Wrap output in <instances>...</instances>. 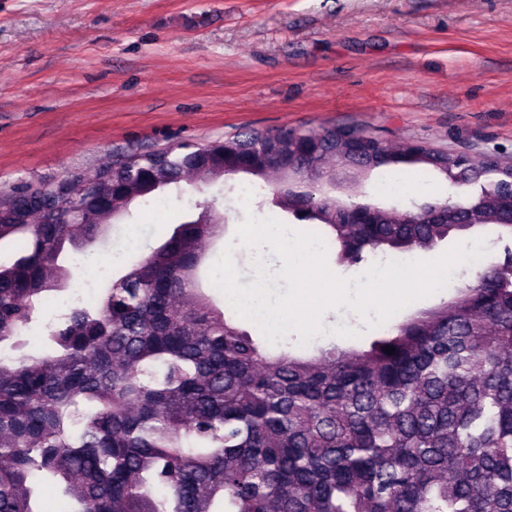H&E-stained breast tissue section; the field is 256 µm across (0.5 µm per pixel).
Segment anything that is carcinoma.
Instances as JSON below:
<instances>
[{"label":"carcinoma","instance_id":"obj_1","mask_svg":"<svg viewBox=\"0 0 512 512\" xmlns=\"http://www.w3.org/2000/svg\"><path fill=\"white\" fill-rule=\"evenodd\" d=\"M361 135L383 160L348 158L359 177L422 166L448 197L368 202L374 219L346 221L330 162ZM239 174L269 184L271 205L312 224L340 266L475 228L503 257L360 346L272 354L203 284L225 218L199 203L96 301L47 322V352L25 351L39 304L68 290L69 252L103 244L139 199ZM511 183V159L414 158L366 127L321 125L140 153L27 207L1 195L0 512H37L38 477L71 512H512V220L498 214ZM87 200L99 205L79 221Z\"/></svg>","mask_w":512,"mask_h":512}]
</instances>
